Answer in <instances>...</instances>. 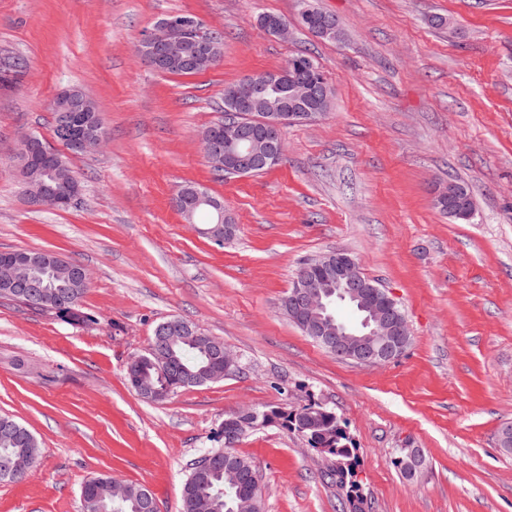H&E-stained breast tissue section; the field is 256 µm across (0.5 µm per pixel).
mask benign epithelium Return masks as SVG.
<instances>
[{"instance_id":"obj_1","label":"benign epithelium","mask_w":512,"mask_h":512,"mask_svg":"<svg viewBox=\"0 0 512 512\" xmlns=\"http://www.w3.org/2000/svg\"><path fill=\"white\" fill-rule=\"evenodd\" d=\"M264 27L279 38L291 35L290 23L267 17L262 19ZM195 25L190 19L165 20L147 34L138 45V51L150 63H162L169 67L209 68L218 59L220 47L211 39L203 38L196 48L186 50L183 33ZM318 37L330 39L338 44L344 40L343 29L336 17L324 15L314 23ZM320 68L307 58H299L283 71L252 74L227 86L224 92L235 115L210 127L200 138L202 153L210 168L217 172L245 175L257 169L280 162L283 152V133L287 126L310 122L321 116L319 109L326 100L325 79L319 77ZM288 89V95L276 97V108L265 113L257 122H250L256 110L260 92L270 90L276 94ZM52 111L59 113L63 127L71 128L73 113L89 112L91 107L63 92L52 104ZM24 150L22 160L17 163L18 175L28 184V198L36 206L57 210L70 205L80 194L79 181L73 177L56 175L53 182H44V172L50 169L37 160L41 147L37 139L26 134L20 139ZM180 214L190 218L195 211L205 208L215 217L216 227L213 241L221 243L236 232L224 211V203L205 193L191 197L183 194L174 200ZM320 270L315 274L303 272L288 290V308L304 333L325 345L330 353L342 360H352L363 365H377L398 356L409 343V325L404 312L390 293L364 276L359 263L346 252L338 251L329 260L317 262ZM46 268L42 258L25 256L6 258L0 261V284L13 288L28 297L38 298L41 305L53 303V299L42 296L40 272ZM64 283L74 287L79 283L89 285L86 269L78 264L62 272ZM336 293H331V288ZM355 302L364 314L363 329L357 335L341 325L336 329L324 326L323 314L331 296ZM164 343L150 347L155 357H160L170 342L184 340L191 328L183 323L171 321L158 328ZM245 422L234 416L225 421L226 445H236L244 431ZM424 456L419 448L411 449L404 467L412 478L421 468Z\"/></svg>"}]
</instances>
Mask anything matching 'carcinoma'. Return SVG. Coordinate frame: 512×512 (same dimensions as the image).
<instances>
[{
  "label": "carcinoma",
  "instance_id": "cac0c4a2",
  "mask_svg": "<svg viewBox=\"0 0 512 512\" xmlns=\"http://www.w3.org/2000/svg\"><path fill=\"white\" fill-rule=\"evenodd\" d=\"M85 289H78L75 301L64 306L39 307L78 323L89 318L79 310ZM221 342L202 333L177 343L169 349L172 366L161 368L150 351L132 357L134 369L125 372L127 384L134 390L152 388L163 401L177 390L217 383L224 380V358L216 354ZM317 407L313 417H304V408L284 411L271 406L255 411L246 430L274 423L302 439L311 450L328 457L334 467L323 478L343 492L349 512H364V500L354 482L358 448L347 436L336 412L326 405L312 401ZM38 446L36 436L9 415H0V464L23 456L26 449ZM256 467L246 457L227 448H208L192 459L182 485L180 512H237L238 505L247 504V512H264L261 487L250 480ZM114 480L109 474L88 479L81 489L82 512H145L143 503L146 488L128 484L122 501L112 499Z\"/></svg>",
  "mask_w": 512,
  "mask_h": 512
}]
</instances>
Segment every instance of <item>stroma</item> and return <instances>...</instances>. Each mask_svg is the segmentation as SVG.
<instances>
[{
    "instance_id": "35a3bbf8",
    "label": "stroma",
    "mask_w": 512,
    "mask_h": 512,
    "mask_svg": "<svg viewBox=\"0 0 512 512\" xmlns=\"http://www.w3.org/2000/svg\"><path fill=\"white\" fill-rule=\"evenodd\" d=\"M344 43L297 26L299 0H0V252L51 251L86 267L84 324L0 298V414L36 435L34 476L0 482V512H81L99 473L179 512L186 468L224 444L245 408L336 411L358 450L367 512H512V0H314ZM173 14L224 31V55L192 75L155 71L142 34ZM294 23L268 35L259 16ZM445 15L452 28H432ZM321 66L333 101L288 127L285 154L250 176L215 175L198 138L224 117V88ZM78 88L104 145L67 154L69 207L31 206L11 156L19 137L53 143L51 100ZM466 184L475 215L453 221L436 189ZM223 200L238 226L217 245L174 208L178 185ZM343 250L404 310L410 344L390 362L342 360L279 303L301 264ZM183 318L224 342V381L153 402L124 379L157 325ZM421 449L415 478L395 466ZM262 476L265 512H342L315 452L279 426L237 445Z\"/></svg>"
}]
</instances>
